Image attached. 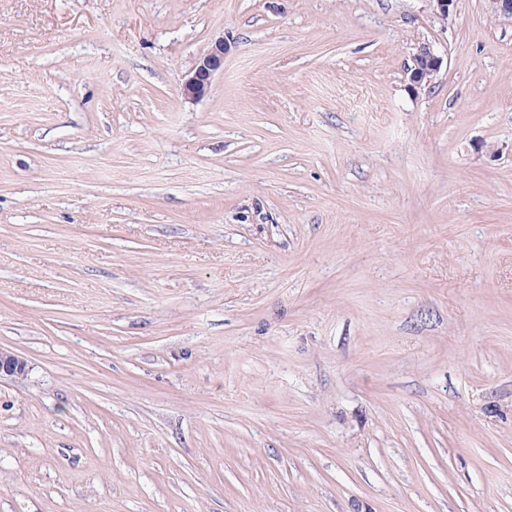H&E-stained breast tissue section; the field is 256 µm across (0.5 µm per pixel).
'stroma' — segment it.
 I'll use <instances>...</instances> for the list:
<instances>
[{
    "label": "stroma",
    "instance_id": "stroma-1",
    "mask_svg": "<svg viewBox=\"0 0 512 512\" xmlns=\"http://www.w3.org/2000/svg\"><path fill=\"white\" fill-rule=\"evenodd\" d=\"M0 347V512H512V23L0 0ZM224 38L216 39L209 50L198 59L182 84V94L188 99L203 98L212 84L214 74L224 67ZM443 62V56L431 44L419 45L410 56V64L406 68L410 89L418 92L423 87L430 86L440 73ZM26 370L27 361L24 358L0 347V378H22Z\"/></svg>",
    "mask_w": 512,
    "mask_h": 512
}]
</instances>
